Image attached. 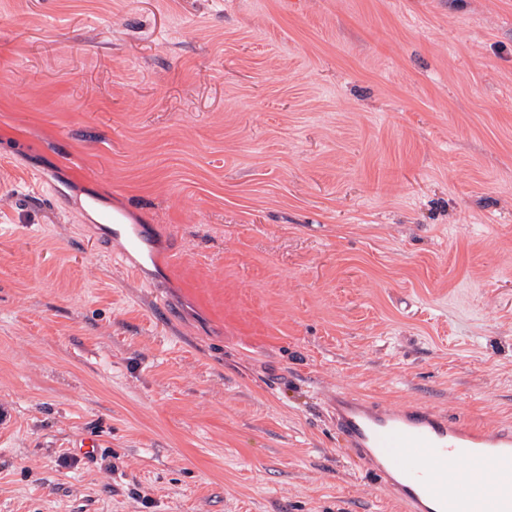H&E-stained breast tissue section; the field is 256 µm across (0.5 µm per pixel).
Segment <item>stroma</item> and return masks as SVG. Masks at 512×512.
<instances>
[{
  "label": "stroma",
  "mask_w": 512,
  "mask_h": 512,
  "mask_svg": "<svg viewBox=\"0 0 512 512\" xmlns=\"http://www.w3.org/2000/svg\"><path fill=\"white\" fill-rule=\"evenodd\" d=\"M339 393L512 425V0H0V512H401ZM105 221L110 223L109 228L112 232L111 238L114 242L121 245L120 253L123 257L141 248V244L144 242V236L139 231H130L126 227V224H120L119 218L112 217V215L106 216Z\"/></svg>",
  "instance_id": "1"
}]
</instances>
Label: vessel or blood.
I'll return each instance as SVG.
<instances>
[{
    "label": "vessel or blood",
    "instance_id": "b4317fda",
    "mask_svg": "<svg viewBox=\"0 0 512 512\" xmlns=\"http://www.w3.org/2000/svg\"><path fill=\"white\" fill-rule=\"evenodd\" d=\"M122 254L139 250L143 235L110 217ZM336 429L405 512H512V428L479 429L465 419L414 402L389 409L345 393L333 402ZM458 462L492 471L491 490L478 494Z\"/></svg>",
    "mask_w": 512,
    "mask_h": 512
}]
</instances>
